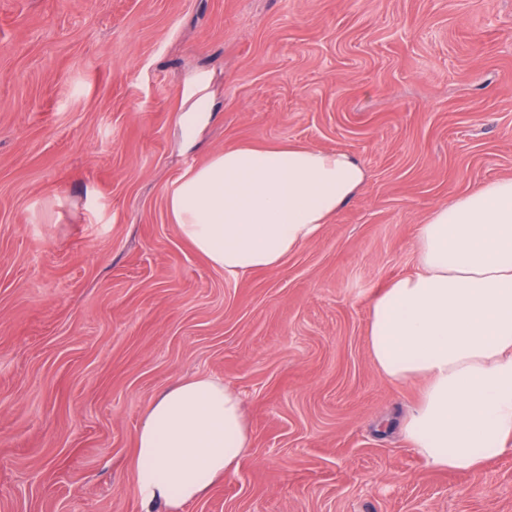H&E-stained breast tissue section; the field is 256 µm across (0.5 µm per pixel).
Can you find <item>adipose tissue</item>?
<instances>
[{"label":"adipose tissue","mask_w":512,"mask_h":512,"mask_svg":"<svg viewBox=\"0 0 512 512\" xmlns=\"http://www.w3.org/2000/svg\"><path fill=\"white\" fill-rule=\"evenodd\" d=\"M344 151L243 144L183 171L167 194L180 237L238 278L272 271L364 187ZM416 270L374 292L367 324L374 369L421 381L401 430L443 470L482 474L512 454V178L436 205L414 240ZM252 446L240 395L197 375L163 389L134 438L135 491L173 512L235 474Z\"/></svg>","instance_id":"ef3b65f1"}]
</instances>
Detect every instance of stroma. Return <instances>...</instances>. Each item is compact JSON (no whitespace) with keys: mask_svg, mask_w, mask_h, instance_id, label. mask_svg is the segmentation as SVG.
<instances>
[{"mask_svg":"<svg viewBox=\"0 0 512 512\" xmlns=\"http://www.w3.org/2000/svg\"><path fill=\"white\" fill-rule=\"evenodd\" d=\"M288 142L367 182L280 268L225 277L168 190ZM502 177L512 0H0V512H148L137 425L200 374L253 446L179 512H512V456L478 478L411 450L421 384L383 381L366 336L417 225Z\"/></svg>","mask_w":512,"mask_h":512,"instance_id":"1","label":"stroma"}]
</instances>
